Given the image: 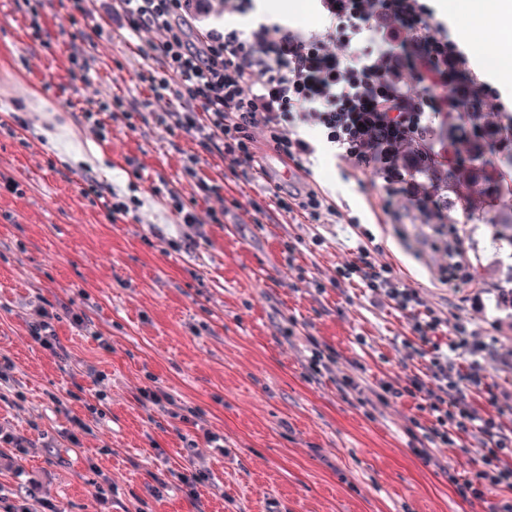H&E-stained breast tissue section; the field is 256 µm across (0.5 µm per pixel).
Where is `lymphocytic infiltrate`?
<instances>
[{
	"label": "lymphocytic infiltrate",
	"mask_w": 512,
	"mask_h": 512,
	"mask_svg": "<svg viewBox=\"0 0 512 512\" xmlns=\"http://www.w3.org/2000/svg\"><path fill=\"white\" fill-rule=\"evenodd\" d=\"M252 2L224 0L219 7L214 0H108L113 25L129 37L144 30L158 36L153 56L163 76L150 90L157 97L175 92L179 100L159 122L216 149L245 175L264 171L261 140L302 167L315 147L297 128L313 125L336 159L378 176L385 197H412L421 222L443 233L439 188L420 183L418 175L443 155L436 132L449 105L477 111L496 98L447 28L432 23L421 0H320L328 21L321 33L263 22L246 31L214 24L218 12L244 15ZM408 63L435 94L414 97L404 90L399 78ZM276 205L308 224H332L338 214L321 192L293 185L277 195ZM349 228L354 245L336 269L337 283L359 285L371 306L386 301L404 315L410 334L401 345L424 358L425 371L402 381L344 375L336 380L338 389L357 395L377 415L397 399L415 403L418 416L404 433L424 465L442 467L443 449L474 440L484 453L479 468L456 486L462 499L512 490V429L473 402L493 391L483 365L486 345L475 341L471 322H449L390 265L377 263L361 224L353 220ZM53 319L36 303L25 324L44 349L62 356L66 349ZM138 402L191 428L190 447L203 442L214 455H225L224 437L212 431L205 413L183 408L164 387L142 389Z\"/></svg>",
	"instance_id": "1"
}]
</instances>
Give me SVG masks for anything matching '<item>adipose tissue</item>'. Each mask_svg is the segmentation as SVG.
<instances>
[{"label":"adipose tissue","mask_w":512,"mask_h":512,"mask_svg":"<svg viewBox=\"0 0 512 512\" xmlns=\"http://www.w3.org/2000/svg\"><path fill=\"white\" fill-rule=\"evenodd\" d=\"M457 8L472 19L461 38L481 45L489 72L512 77V0H457Z\"/></svg>","instance_id":"obj_1"}]
</instances>
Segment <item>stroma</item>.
I'll return each mask as SVG.
<instances>
[{
    "instance_id": "stroma-1",
    "label": "stroma",
    "mask_w": 512,
    "mask_h": 512,
    "mask_svg": "<svg viewBox=\"0 0 512 512\" xmlns=\"http://www.w3.org/2000/svg\"><path fill=\"white\" fill-rule=\"evenodd\" d=\"M154 40L146 32L128 42L103 11L75 13L70 0H0V177L22 189L0 191V278L12 285L0 291V356L15 365V382L0 397V425L29 442L22 453L0 447V512L20 504L46 512L48 502L57 512H135L142 499L151 512H194L174 487L151 495L168 469L187 463L181 422L148 417L137 403L154 376L184 405L203 409L224 436L226 456L209 461L224 493L202 489L205 512H490L504 492L490 490L472 504L452 483L479 467L481 449L450 448L446 469L424 466L393 432L415 415L411 401L372 419L337 388L343 374L402 380L424 364L400 343L409 333L405 317L387 304L371 307L361 288L333 279L349 258L344 220L358 217L375 237L378 263L393 266L449 320L478 325L490 348L488 380L512 429V312L498 301L501 290H512V243L496 237L485 213L450 208L448 241L466 252L471 279L442 284V258L430 247L437 236L417 223L413 201L396 197L383 213L380 180L338 162L310 125L298 129L316 146L305 170L285 171L264 146L269 182L241 176L218 151L157 123L176 100L150 91L163 76L145 59ZM72 43L88 62L85 77L69 72ZM105 94L122 98L133 115L113 109L112 138L100 142L85 130L81 110ZM19 118L29 131L15 130ZM87 147L97 159L74 162ZM190 163L219 193L204 194L184 176ZM89 174L138 197L140 208L112 216L105 199L83 195ZM163 181L201 218L189 230L190 252L167 245L180 226L152 193ZM290 182L319 189L342 213L343 222L321 226L322 246L312 244L311 225L277 208L273 189ZM213 209L223 223H211ZM35 289L61 314L56 330L71 357L111 380L108 416L79 448L63 436L68 415L46 400L71 389V357H53L20 318ZM68 311L86 313L111 350L78 335ZM288 317L297 321L292 337L281 332ZM308 335L336 357L332 373L316 381L303 376ZM360 336L368 348L357 344ZM106 477L116 491L103 503Z\"/></svg>"
}]
</instances>
